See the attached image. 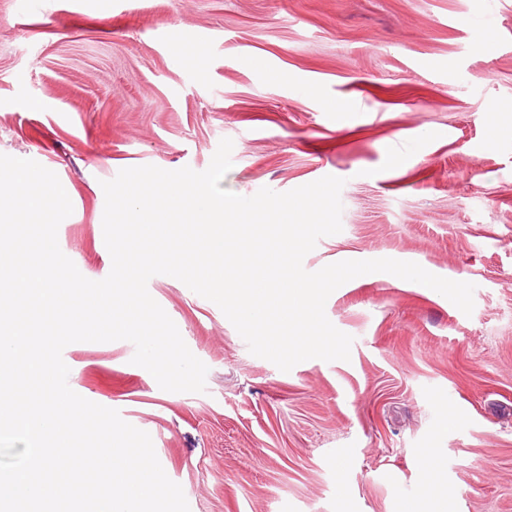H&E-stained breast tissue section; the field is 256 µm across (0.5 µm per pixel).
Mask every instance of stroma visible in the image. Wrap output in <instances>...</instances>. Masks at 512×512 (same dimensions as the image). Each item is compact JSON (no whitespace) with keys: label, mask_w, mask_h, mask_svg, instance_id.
<instances>
[{"label":"stroma","mask_w":512,"mask_h":512,"mask_svg":"<svg viewBox=\"0 0 512 512\" xmlns=\"http://www.w3.org/2000/svg\"><path fill=\"white\" fill-rule=\"evenodd\" d=\"M512 0H0V154L55 172L61 251L106 278L102 181L208 168L222 188L344 179L342 230L303 266L392 258L475 286L464 314L387 273L325 312L351 358L291 371L252 355L221 309L167 275L148 291L208 368L167 392L126 340L76 342L70 387L152 438L190 512H405L439 459L455 512H512ZM190 38L203 68L176 50ZM262 68H255L254 60Z\"/></svg>","instance_id":"1"}]
</instances>
